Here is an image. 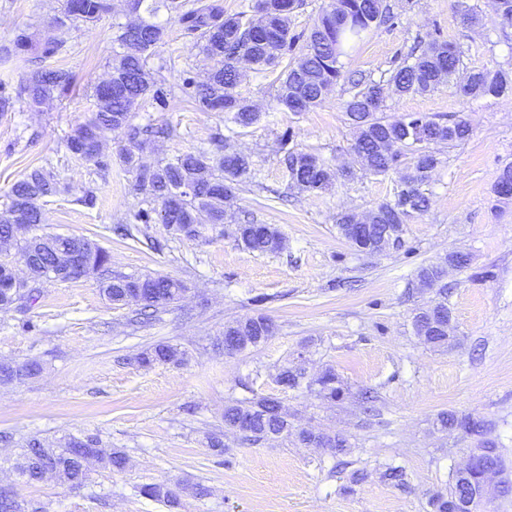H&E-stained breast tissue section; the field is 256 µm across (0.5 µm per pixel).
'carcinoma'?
<instances>
[{"label": "carcinoma", "mask_w": 512, "mask_h": 512, "mask_svg": "<svg viewBox=\"0 0 512 512\" xmlns=\"http://www.w3.org/2000/svg\"><path fill=\"white\" fill-rule=\"evenodd\" d=\"M343 6L361 23L358 28L340 25L336 7ZM300 0H255L248 9L233 14L224 12L217 0H153L146 7L149 16L160 8L178 14L183 38L199 49L212 62L207 80L199 81L192 69L183 70L181 82L170 84L163 71L174 67L171 60L153 65L157 48L165 37L163 26L148 19L117 27L108 77L94 90L95 110L90 118L72 130L65 146L77 162L92 163L101 178H106L116 162L134 174L131 192L144 196L145 206L125 216L115 230L124 236L132 227L143 224H166L172 238H199L209 227L226 219V204L233 199L237 186L254 178L251 156L246 154L216 156L199 149L160 161L155 165L140 163L136 151L143 146L169 139L174 128L168 124L134 122L135 110L144 103L164 110L171 100L180 98L199 112H225L240 127H250L259 120V112L235 88L240 66L248 61L257 67H281L276 82V102L284 112H307L320 105L331 88L343 78L340 56L350 38L398 20L385 0H340L322 10L306 30L291 29L292 14ZM112 11L111 0H65L62 15L72 24L94 28ZM18 52L35 55L38 66L30 72L18 90L0 82V115L16 107L30 111L45 102L67 93L73 83L72 73L48 61L67 53L64 42L46 36L36 40L21 31L12 46L0 50V60L6 62ZM460 51L452 43L440 39V32L429 39L417 55H410L396 68L367 83L355 82L343 101L342 108L356 129L353 146L363 166L375 174H386L400 158L410 154L414 173L406 178L394 198L379 204L367 218L369 236L366 245L373 252L389 246H402L393 236H401L399 225L414 214L425 212L429 198L421 186L429 181L439 164L433 152H419L415 137L425 135L428 144L461 143L472 132L468 122L460 117L435 118L423 114H406L388 120L379 115L380 92L387 85L399 95L424 94L446 83L462 100L481 97H501L512 94V71L473 70L462 79L456 78ZM124 135L127 146L115 156L103 153L104 141L112 133ZM291 184L308 193L323 192L333 185V173L326 163L311 154L285 149L279 158ZM66 189L60 173L44 166L32 169L15 182L10 190V203L0 217V246L14 240L13 225L28 224L33 236L20 246L21 262L28 269L30 281L64 282L62 276L69 264V255L76 248L84 253L89 270L99 274L102 293L118 307L134 305L155 317L176 303L186 292V284L168 275H112L111 256L90 240L81 236L48 235L41 232L45 217L44 200ZM237 242L242 248L259 253L281 249L282 238L276 228L267 224H241ZM463 268L469 256L450 253L445 264H430L419 270L421 283L436 289L435 300L414 316L418 336L434 347H447L456 341L448 308V289L441 285L444 265ZM19 282L12 265H0V310L16 301ZM276 325L266 315L258 313L224 326V349L244 352L268 340L275 334ZM182 353L171 344L160 342L138 358L143 367L155 364H177ZM42 364L36 359L22 364L0 361V384L22 383L38 376ZM278 380L295 389L316 384L317 394L327 401L344 396L342 381L330 368L315 382L306 380V370L297 365L283 368ZM436 425L442 430L459 429L478 442L477 454L463 468H458L448 485L447 493L435 494L430 502L433 512H480L481 482L488 473L498 472L502 457L496 445L486 438L488 423L473 415H458L452 411L437 416ZM232 436L240 443L261 444L271 439L293 438L314 442L340 455L350 447L347 438L329 430L294 429L282 401L271 396L255 395L237 399L224 406V430L207 433V445L218 455L229 450L224 438ZM97 463L104 468L124 470L129 458L121 448L101 447L95 436L85 439L71 437L63 443L49 444L39 438L25 441L14 468L27 484L42 481L49 473L79 487L88 478V467ZM138 493L176 508L183 497L201 498L208 490L199 483L167 481L143 484ZM0 512H40L29 503L0 496Z\"/></svg>", "instance_id": "obj_1"}]
</instances>
